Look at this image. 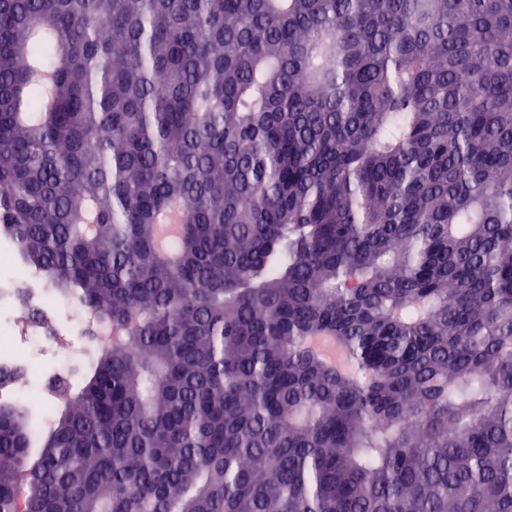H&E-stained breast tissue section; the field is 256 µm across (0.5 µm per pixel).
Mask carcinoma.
Returning a JSON list of instances; mask_svg holds the SVG:
<instances>
[{
	"mask_svg": "<svg viewBox=\"0 0 512 512\" xmlns=\"http://www.w3.org/2000/svg\"><path fill=\"white\" fill-rule=\"evenodd\" d=\"M1 237L0 512H512V0H0ZM18 268L1 261L0 278L14 277ZM0 279V310L7 309L12 315V323L8 329L0 326V403L13 402L18 398L21 377L28 370L25 357L26 344L33 337L43 341L54 355L60 360V367L51 352L40 344L32 343L27 346L28 354L34 367L28 372L26 380L22 383L20 400L33 405L40 421L42 406L40 395L45 390L46 379L56 373L59 368L67 373L65 364L77 353L76 343L63 333H69L78 342H84L77 325L73 321V313L55 308L52 291L46 286L35 288L41 283L37 274L23 271L17 277L9 280ZM31 313H38L41 322L33 321ZM57 313L54 327V314ZM38 405V406H37Z\"/></svg>",
	"mask_w": 512,
	"mask_h": 512,
	"instance_id": "obj_1",
	"label": "carcinoma"
}]
</instances>
